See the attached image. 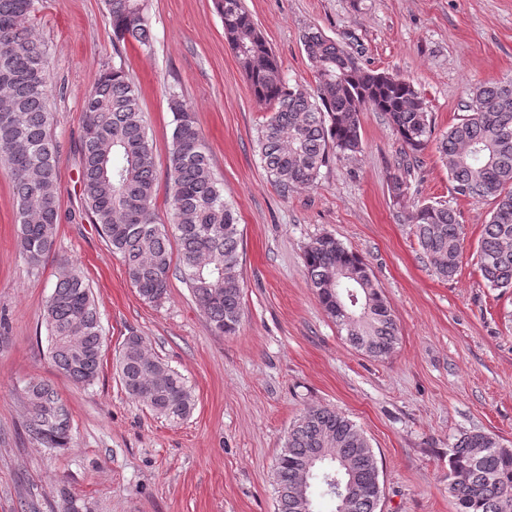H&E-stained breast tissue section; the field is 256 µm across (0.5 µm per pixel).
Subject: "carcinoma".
<instances>
[{"mask_svg":"<svg viewBox=\"0 0 512 512\" xmlns=\"http://www.w3.org/2000/svg\"><path fill=\"white\" fill-rule=\"evenodd\" d=\"M37 0H0V162L12 173L17 201L18 245L36 266L54 249L61 215L57 197L59 152L48 108L49 70L44 42L35 33ZM224 37L254 97L270 115L258 136L265 170L286 193L313 184L330 153L353 158L363 151L360 114L387 116L404 151L389 176L396 199L429 148L448 171L454 193L492 205L476 252L487 286L512 290V77L473 86L465 115L435 135L423 97L407 80L363 67L320 31L301 37L313 67L314 87L291 84L262 39L243 0H218ZM116 40L149 47L145 0H106ZM174 127L168 152L171 223L153 217L155 155L140 96L123 67L102 73L84 98L81 190L87 213L113 254L120 256L141 298L159 305L170 277L179 275L215 331L236 333L242 316L240 230L224 200L209 149L186 102L169 100ZM438 276L451 280L463 252L457 213L446 204L423 203L403 214ZM304 269L327 315L352 346L383 358L398 341V325L363 259L336 238L323 235L305 250ZM354 285L358 307L370 316L355 324L336 309V280ZM50 357L74 385L98 377L103 328L85 278L73 267L59 270L43 307ZM118 371L129 396L171 423L185 420L194 397L185 379L131 333L119 351ZM24 431L45 448H66L71 414L45 381L24 389ZM350 468L356 483L349 512H376L379 488L375 454L348 417L310 407L288 430L275 469L277 512H301L299 488L321 472L322 483ZM448 483L458 512H512V448L492 434L470 431L448 449Z\"/></svg>","mask_w":512,"mask_h":512,"instance_id":"obj_1","label":"carcinoma"}]
</instances>
